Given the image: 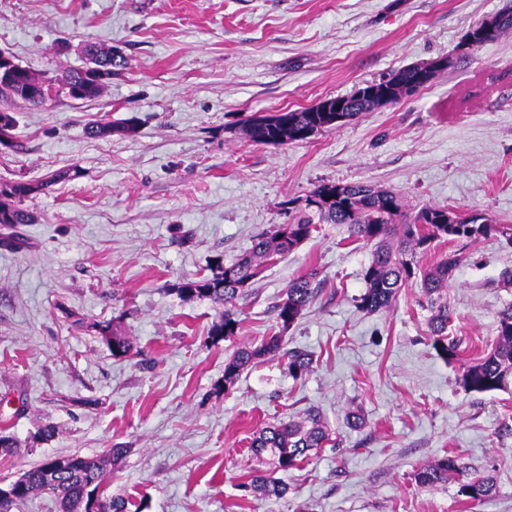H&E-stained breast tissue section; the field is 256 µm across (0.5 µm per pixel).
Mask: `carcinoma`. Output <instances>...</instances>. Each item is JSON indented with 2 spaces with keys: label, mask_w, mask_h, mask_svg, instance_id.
I'll use <instances>...</instances> for the list:
<instances>
[{
  "label": "carcinoma",
  "mask_w": 512,
  "mask_h": 512,
  "mask_svg": "<svg viewBox=\"0 0 512 512\" xmlns=\"http://www.w3.org/2000/svg\"><path fill=\"white\" fill-rule=\"evenodd\" d=\"M501 17L499 24L480 36L472 35L469 47L454 56L447 57L446 69L470 57L471 53L500 35L512 31V5L508 4L495 12ZM90 63L97 66L95 76L87 78L81 71H65L54 79L56 96L73 97L72 89L79 88V100L94 99L101 95L115 70L127 65L124 57L112 56V49L99 50L89 47ZM424 68L422 64L410 65L391 71L384 79L394 90L388 103L394 104L403 98L402 89L413 83ZM42 79L25 69L10 83L0 84V98L21 100L34 106H44L51 98L38 93ZM340 102L348 111L343 113L349 122L365 112H371L384 103L356 94L336 96L331 102ZM319 106L298 112L254 113L243 123L242 133L256 144L286 145L302 140L301 132L311 129L321 132L328 128L321 121ZM6 141L0 145L15 146L12 130L16 126L14 116L0 112ZM133 119L121 124L97 122L87 127L93 137H108L112 134L129 136L135 132ZM62 171L49 180L34 184L16 180L0 186V225L28 224L31 215L22 203L32 195L44 190L49 184L66 178ZM309 210L301 211L288 224H279L262 235L249 255L232 262L217 265L210 273L176 284L175 291L183 298H205L217 306L224 307L219 321L212 324L210 335L222 339L239 335L241 320L235 307L239 295L262 273L264 264L276 257L295 251L315 231V224H344L350 236L373 246V258L364 270L365 291L359 297V307L375 312L389 307L397 292L419 280L422 296L431 316L428 322L427 339L432 349L447 362L457 359L459 342L448 336V283L461 261V254L454 253L441 259L429 269H421L422 256L438 239L472 243L481 237L500 235L512 241V225L472 224L468 215L445 206H423L415 214L404 210L401 196L378 187L362 183H326L315 187L307 196ZM317 272L301 275L290 282L285 296L277 306L279 331L266 337L259 346L243 342L234 350L224 364V390L233 387L241 372L255 360L282 349L283 332L304 315L315 296L312 283ZM288 371L298 379L312 369V354L292 349L285 352ZM512 382V304L504 307L497 317V336L491 351L463 366L459 383L467 393H488L501 390ZM328 432L320 414L314 410L303 422L268 423L255 432L251 447L256 452H271L274 468L288 471L310 458V451L324 447ZM126 452L124 448H111L104 455L84 457L70 455V464L62 468L59 458L51 457L23 472V480L8 483L12 499L11 508L25 503L43 493L54 496L59 512H140V505L120 497L108 495L104 485L108 467L114 465ZM457 458L445 456L434 463L418 469L414 474L416 483L424 488H434L458 473ZM242 486L261 491L277 498L284 497L287 486L280 480L257 474ZM496 492L494 483L482 476H473L459 488L460 495L470 503H480Z\"/></svg>",
  "instance_id": "1"
}]
</instances>
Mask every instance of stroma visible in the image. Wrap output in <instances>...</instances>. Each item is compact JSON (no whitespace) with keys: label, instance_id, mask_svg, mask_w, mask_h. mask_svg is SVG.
I'll return each mask as SVG.
<instances>
[{"label":"stroma","instance_id":"obj_1","mask_svg":"<svg viewBox=\"0 0 512 512\" xmlns=\"http://www.w3.org/2000/svg\"><path fill=\"white\" fill-rule=\"evenodd\" d=\"M506 0H0V50L45 79L84 68L86 46L121 48L126 69L92 100L4 102L16 147L0 183L48 182L25 205L21 249L0 245V481L43 460L125 454L108 491L142 512H512V384H459L462 364L496 338L512 303V244L471 243L448 287V334L461 360L427 343L420 289L365 312L372 248L321 224L274 260L236 302L239 340L212 338L221 315L173 284L249 252L304 209L323 183H364L409 208L445 206L512 225V33L400 102L287 145L248 141L255 112L299 111L403 66L456 53L464 33ZM135 118L133 135L93 138L95 121ZM66 179L51 182L52 174ZM317 270V294L283 331L312 354L299 379L287 357L248 366L232 388L237 341L279 330L289 282ZM130 337L113 356L109 336ZM318 410L331 441L282 473L284 498L248 493L270 468L257 427ZM361 425L348 424V413ZM53 426L52 438L38 430ZM492 477L467 503L450 478L415 472L446 456Z\"/></svg>","mask_w":512,"mask_h":512}]
</instances>
